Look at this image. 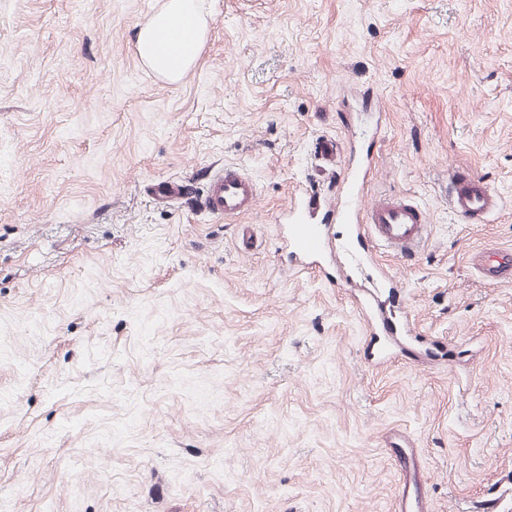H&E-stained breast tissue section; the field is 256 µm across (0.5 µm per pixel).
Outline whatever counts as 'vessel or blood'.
Returning <instances> with one entry per match:
<instances>
[{"mask_svg": "<svg viewBox=\"0 0 512 512\" xmlns=\"http://www.w3.org/2000/svg\"><path fill=\"white\" fill-rule=\"evenodd\" d=\"M369 172V161L355 158L345 166L337 193L320 196L303 189L293 193L288 206L290 224L283 246L297 269L324 270L332 255L330 227L343 224L350 229L351 236L341 244L339 263L342 269L369 268L378 283L396 284L397 279L389 269L375 266L372 251L382 247L405 260L415 257L428 238L429 217L418 204L398 194L366 197L364 190ZM448 199L452 213L468 224L484 223L503 206L501 196L484 177L471 172L450 175ZM258 204L257 184L243 169L227 166L208 173L202 201L208 214L233 220L253 213ZM472 261L484 278L495 282L512 281V249L494 247L476 253ZM359 311L371 334L393 335L391 322L377 312L371 299H364ZM389 446L390 462L402 481L394 512H431L426 483L412 442L404 433L396 432Z\"/></svg>", "mask_w": 512, "mask_h": 512, "instance_id": "obj_1", "label": "vessel or blood"}]
</instances>
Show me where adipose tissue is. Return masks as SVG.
I'll return each instance as SVG.
<instances>
[{"instance_id":"adipose-tissue-1","label":"adipose tissue","mask_w":512,"mask_h":512,"mask_svg":"<svg viewBox=\"0 0 512 512\" xmlns=\"http://www.w3.org/2000/svg\"><path fill=\"white\" fill-rule=\"evenodd\" d=\"M206 26L204 0H163L138 32L137 54L167 81L179 82L199 57Z\"/></svg>"}]
</instances>
